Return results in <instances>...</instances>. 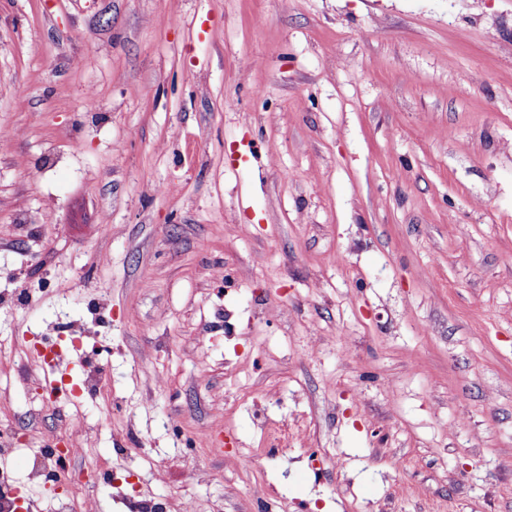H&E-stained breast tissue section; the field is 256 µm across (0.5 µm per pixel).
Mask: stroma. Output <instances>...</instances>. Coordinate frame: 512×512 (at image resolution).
Here are the masks:
<instances>
[{
	"mask_svg": "<svg viewBox=\"0 0 512 512\" xmlns=\"http://www.w3.org/2000/svg\"><path fill=\"white\" fill-rule=\"evenodd\" d=\"M0 426L97 512H258L215 432L286 512H512V0H0ZM68 367L69 361L63 353H56L52 356L50 362H43L42 369L47 383L57 390H61V387L66 388L69 381ZM79 448L77 440L71 437L67 440L66 446L61 449L62 454L56 448L35 454L30 461L28 479L39 483L52 480V476H57L58 471L62 469V460L65 463L73 461ZM217 453L224 455V461L227 467L235 472L249 473L256 469L257 454L235 452L227 454L226 450L222 452L219 448H213ZM129 512H196V506L194 501L188 498L167 503L141 499L130 504Z\"/></svg>",
	"mask_w": 512,
	"mask_h": 512,
	"instance_id": "stroma-1",
	"label": "stroma"
}]
</instances>
